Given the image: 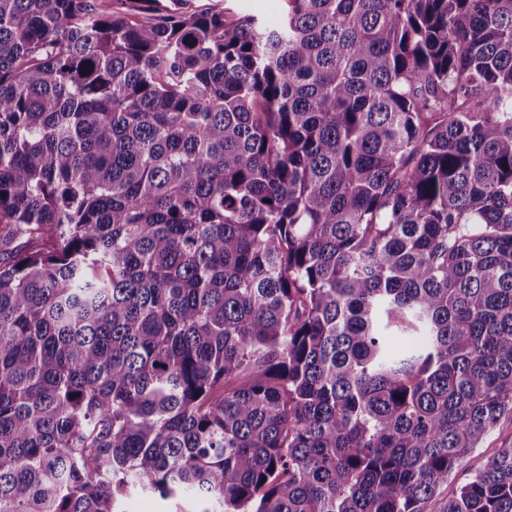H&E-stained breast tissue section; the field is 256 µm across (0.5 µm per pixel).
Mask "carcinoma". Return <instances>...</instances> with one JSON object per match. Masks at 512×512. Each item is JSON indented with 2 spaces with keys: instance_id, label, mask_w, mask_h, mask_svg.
I'll return each instance as SVG.
<instances>
[{
  "instance_id": "1",
  "label": "carcinoma",
  "mask_w": 512,
  "mask_h": 512,
  "mask_svg": "<svg viewBox=\"0 0 512 512\" xmlns=\"http://www.w3.org/2000/svg\"><path fill=\"white\" fill-rule=\"evenodd\" d=\"M137 2L0 0V512H427L512 417V0ZM232 6L240 15H254L267 25H277L285 9L284 0H190L189 7L204 11L213 7ZM203 507V504L184 500L163 501L158 495L140 491L123 500V512H193Z\"/></svg>"
}]
</instances>
